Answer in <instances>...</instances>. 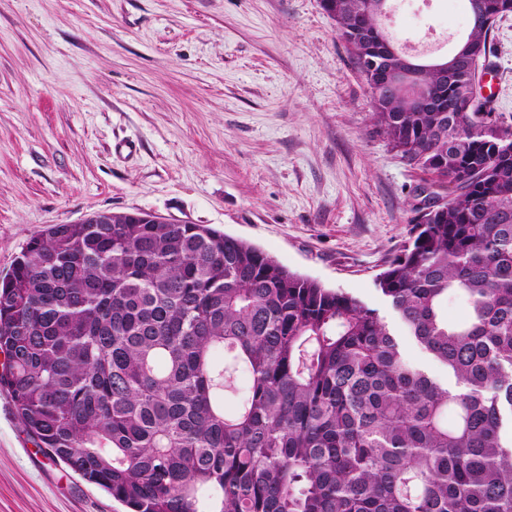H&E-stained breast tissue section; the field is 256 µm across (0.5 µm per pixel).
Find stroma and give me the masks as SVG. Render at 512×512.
I'll return each instance as SVG.
<instances>
[{"label":"stroma","instance_id":"stroma-1","mask_svg":"<svg viewBox=\"0 0 512 512\" xmlns=\"http://www.w3.org/2000/svg\"><path fill=\"white\" fill-rule=\"evenodd\" d=\"M458 0L385 21L394 43L465 29ZM487 77L512 115V16ZM424 173L376 124L320 0H0V276L52 224L140 210L206 224L377 308ZM0 512H124L48 460L0 390Z\"/></svg>","mask_w":512,"mask_h":512}]
</instances>
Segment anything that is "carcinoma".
<instances>
[{
    "label": "carcinoma",
    "instance_id": "carcinoma-1",
    "mask_svg": "<svg viewBox=\"0 0 512 512\" xmlns=\"http://www.w3.org/2000/svg\"><path fill=\"white\" fill-rule=\"evenodd\" d=\"M476 1L490 24L461 39L484 62L512 0ZM388 2L321 0L365 77ZM473 76L419 71L439 112L412 111L408 83L372 94L388 145L432 175L376 285L457 391L358 297L133 211L49 226L0 281V389L34 444L128 512H512V116L473 101Z\"/></svg>",
    "mask_w": 512,
    "mask_h": 512
}]
</instances>
